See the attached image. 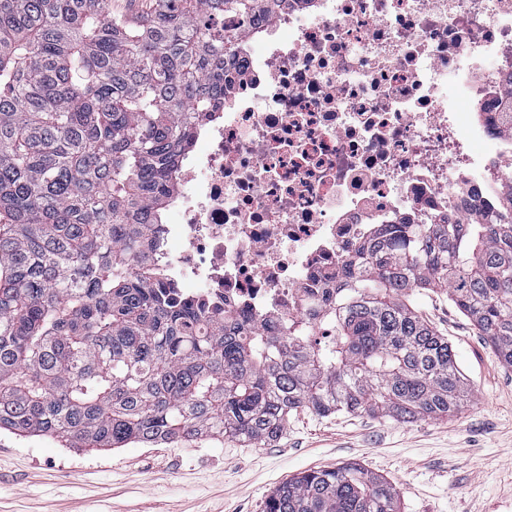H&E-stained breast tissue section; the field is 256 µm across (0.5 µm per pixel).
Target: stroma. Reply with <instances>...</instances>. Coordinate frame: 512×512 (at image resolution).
Returning a JSON list of instances; mask_svg holds the SVG:
<instances>
[{
	"mask_svg": "<svg viewBox=\"0 0 512 512\" xmlns=\"http://www.w3.org/2000/svg\"><path fill=\"white\" fill-rule=\"evenodd\" d=\"M413 305L448 337L470 384L457 413L403 422L301 412L256 448L207 437L70 448L1 430L0 512H262L289 477L346 463L392 483L398 512H512V367L446 294L421 290Z\"/></svg>",
	"mask_w": 512,
	"mask_h": 512,
	"instance_id": "1",
	"label": "stroma"
}]
</instances>
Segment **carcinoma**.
<instances>
[{"label":"carcinoma","mask_w":512,"mask_h":512,"mask_svg":"<svg viewBox=\"0 0 512 512\" xmlns=\"http://www.w3.org/2000/svg\"><path fill=\"white\" fill-rule=\"evenodd\" d=\"M272 0H0V429L71 447L275 441L299 410L446 417L469 388L412 295H448L512 366V174L499 217L389 224L328 305L273 334L170 297L147 255L193 115L224 91V15ZM358 464L263 512H397Z\"/></svg>","instance_id":"1"}]
</instances>
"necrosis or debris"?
I'll return each instance as SVG.
<instances>
[{"instance_id": "obj_1", "label": "necrosis or debris", "mask_w": 512, "mask_h": 512, "mask_svg": "<svg viewBox=\"0 0 512 512\" xmlns=\"http://www.w3.org/2000/svg\"><path fill=\"white\" fill-rule=\"evenodd\" d=\"M224 30V96L150 234L177 300L283 331L384 225L493 210L512 0H277Z\"/></svg>"}]
</instances>
